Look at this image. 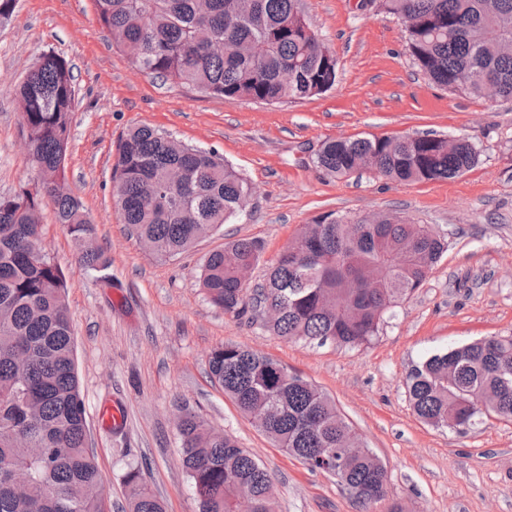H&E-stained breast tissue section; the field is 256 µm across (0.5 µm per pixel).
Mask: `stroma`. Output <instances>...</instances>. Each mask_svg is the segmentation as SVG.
<instances>
[{
	"instance_id": "35a3bbf8",
	"label": "stroma",
	"mask_w": 512,
	"mask_h": 512,
	"mask_svg": "<svg viewBox=\"0 0 512 512\" xmlns=\"http://www.w3.org/2000/svg\"><path fill=\"white\" fill-rule=\"evenodd\" d=\"M311 28L338 61L326 93L277 104L206 96L153 78L116 49L93 0H17L0 25V196L40 180L25 151L14 90L42 53L69 64L75 90L66 183L84 203L104 270L43 200L45 253L66 280L88 443L106 512H128L125 474L141 469L165 512H197L181 465L175 416L189 410L231 435L273 477L280 512H512V423L482 418L460 433L413 413L412 366L452 346L512 336V102L429 83L406 49L404 24L372 0H302ZM135 125L216 151L251 183L245 213L190 249L160 259L122 221L111 179L118 136ZM470 136L478 164L450 180L400 184L371 173L326 175L324 141L369 135ZM387 211L430 225L448 249L378 336L358 348L288 342L248 317L212 306L199 284L205 256L239 238L262 245L249 278L303 225L326 213ZM236 343L271 357L325 391L387 473V496L362 508L337 480L284 454L211 381L210 351ZM124 408L103 425L101 404Z\"/></svg>"
}]
</instances>
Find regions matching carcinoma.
<instances>
[{
    "mask_svg": "<svg viewBox=\"0 0 512 512\" xmlns=\"http://www.w3.org/2000/svg\"><path fill=\"white\" fill-rule=\"evenodd\" d=\"M405 24L407 49L433 84L483 96L492 80L512 100V0H380ZM98 20L119 48L137 50L133 64L174 85L227 98L278 103L314 97L336 82L337 60L307 23L301 0H94ZM293 72L285 84L281 74ZM74 87L68 62L42 54L16 94L44 182L64 178ZM468 138L434 133L329 139L316 164L349 177L372 164L402 184L456 178L476 164ZM174 167L185 171L168 186ZM112 182L123 223L160 258L191 248L204 234L243 215L251 184L224 158L149 126H133L115 143ZM57 223L77 237L93 234L82 200L50 197ZM41 201L20 207L0 196V512H105L98 468L87 445L84 402L66 282L47 255ZM359 232L333 213L304 225L264 283L245 288L242 269L261 244L235 240L203 262L201 287L210 303L237 317L265 309L278 318L265 330L288 341L356 348L377 335L386 316L420 288L446 251L426 224L390 212ZM394 254L404 261H392ZM80 262L107 265L97 247ZM211 381L249 417L269 412L263 432L309 470L338 478L365 507L386 496V470L335 402L278 361L237 344L208 355ZM407 397L433 427L464 431L483 415L512 421V336L489 337L427 357L410 372ZM182 464L198 512H236L243 493L255 512H278L266 494L269 472L230 436L188 412L179 425ZM344 448L361 452L336 459ZM130 512H164L140 469L125 475Z\"/></svg>",
    "mask_w": 512,
    "mask_h": 512,
    "instance_id": "obj_1",
    "label": "carcinoma"
}]
</instances>
